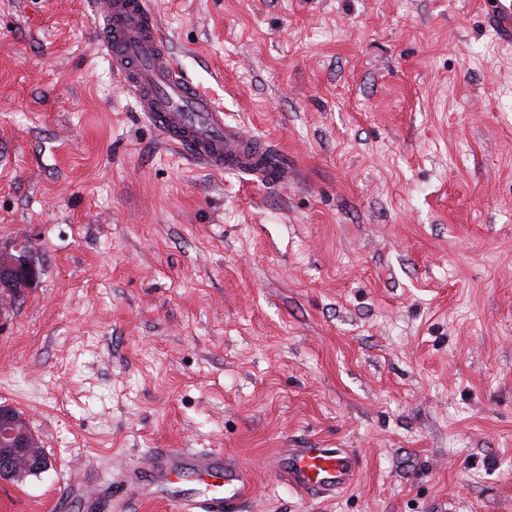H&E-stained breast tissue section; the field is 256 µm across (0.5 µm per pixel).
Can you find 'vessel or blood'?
<instances>
[{
  "instance_id": "1",
  "label": "vessel or blood",
  "mask_w": 512,
  "mask_h": 512,
  "mask_svg": "<svg viewBox=\"0 0 512 512\" xmlns=\"http://www.w3.org/2000/svg\"><path fill=\"white\" fill-rule=\"evenodd\" d=\"M486 21L512 42V0H486ZM101 40L112 68L149 123L205 168L284 185L292 176L277 147L244 137L226 123L211 95L185 78L168 52L146 0H103ZM358 466L350 448H286L270 460L275 478L309 497L346 488ZM143 497L173 502L178 512H240L252 483L234 456L218 449L156 448L125 474ZM185 483L204 485L203 495L180 493Z\"/></svg>"
}]
</instances>
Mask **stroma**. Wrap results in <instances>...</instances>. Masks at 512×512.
Segmentation results:
<instances>
[{
    "instance_id": "stroma-1",
    "label": "stroma",
    "mask_w": 512,
    "mask_h": 512,
    "mask_svg": "<svg viewBox=\"0 0 512 512\" xmlns=\"http://www.w3.org/2000/svg\"><path fill=\"white\" fill-rule=\"evenodd\" d=\"M174 61L297 180L209 170L143 118L100 0H0V404L52 461L0 512H172L122 474L224 449L242 512H512V44L484 0H149ZM351 448L312 499L266 467ZM17 254L2 252L7 258L5 264L0 265V312L10 302V297L16 296L25 289L34 288L40 277V269L33 260L29 250L20 251ZM21 288L15 292L13 288Z\"/></svg>"
}]
</instances>
